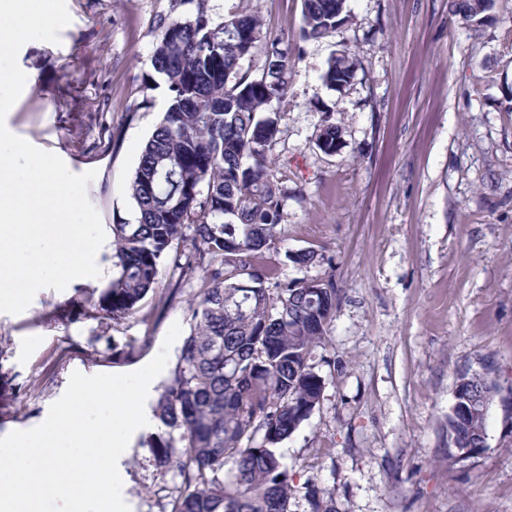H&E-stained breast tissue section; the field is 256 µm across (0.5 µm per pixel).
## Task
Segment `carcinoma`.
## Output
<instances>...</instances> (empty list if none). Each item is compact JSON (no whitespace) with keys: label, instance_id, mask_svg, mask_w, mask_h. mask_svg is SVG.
<instances>
[{"label":"carcinoma","instance_id":"obj_1","mask_svg":"<svg viewBox=\"0 0 512 512\" xmlns=\"http://www.w3.org/2000/svg\"><path fill=\"white\" fill-rule=\"evenodd\" d=\"M348 2L301 0L300 38L335 34ZM492 3L457 0L455 12L472 20ZM261 42L259 74L241 71L240 61ZM302 53L264 32L255 14L214 22L206 0H195L189 16L158 23L145 83L165 91L166 109L129 182L134 222L112 225V280L92 303L114 321L136 313L157 289L185 226H193L194 254L174 262L205 267L202 286L189 307L190 333L156 400L159 432L146 441L155 465L183 478L170 512H289L294 497L277 446L320 404L325 380L311 357L325 345L337 305L331 281L304 288L261 263L276 245L287 197L269 156L281 115L268 106L287 94ZM356 73V60L343 50L320 79L341 91ZM342 137L328 121L316 145L334 155ZM489 389L480 374L466 394L477 401ZM476 429L448 415V439L475 442Z\"/></svg>","mask_w":512,"mask_h":512}]
</instances>
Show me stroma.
Returning a JSON list of instances; mask_svg holds the SVG:
<instances>
[{
  "label": "stroma",
  "instance_id": "stroma-1",
  "mask_svg": "<svg viewBox=\"0 0 512 512\" xmlns=\"http://www.w3.org/2000/svg\"><path fill=\"white\" fill-rule=\"evenodd\" d=\"M222 21L258 14L271 35L297 39L301 0H208ZM59 43L18 53L27 82L7 129L94 171L86 194L104 230L134 218L128 185L141 147L162 119L152 70L157 22L185 17L193 0H67ZM340 49L355 55L354 82L329 90L320 74ZM286 99L274 103L271 148L287 189L279 240L265 253L279 278H331L339 294L326 345L312 362L325 379L310 418L280 452L311 512V487L332 491L329 512H512V0L479 19L452 0H350L331 37L308 41ZM343 147L316 146L325 120ZM313 250L299 266L288 253ZM39 290L21 314L0 313V435L43 422L72 372L145 366L172 326L189 334L198 275L166 268L135 315L115 322L87 298L112 278ZM487 372L497 388L487 448L448 462L456 376ZM137 430L121 461L131 512H169L178 470L156 468Z\"/></svg>",
  "mask_w": 512,
  "mask_h": 512
}]
</instances>
